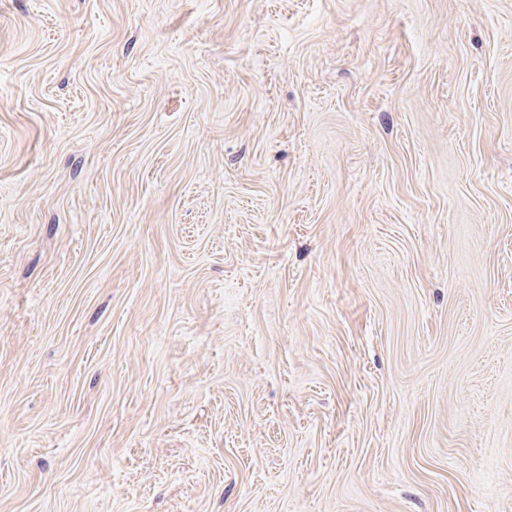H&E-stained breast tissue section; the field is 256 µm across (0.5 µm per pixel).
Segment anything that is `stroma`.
I'll return each mask as SVG.
<instances>
[{"instance_id":"35a3bbf8","label":"stroma","mask_w":512,"mask_h":512,"mask_svg":"<svg viewBox=\"0 0 512 512\" xmlns=\"http://www.w3.org/2000/svg\"><path fill=\"white\" fill-rule=\"evenodd\" d=\"M0 512H512V0H0Z\"/></svg>"}]
</instances>
